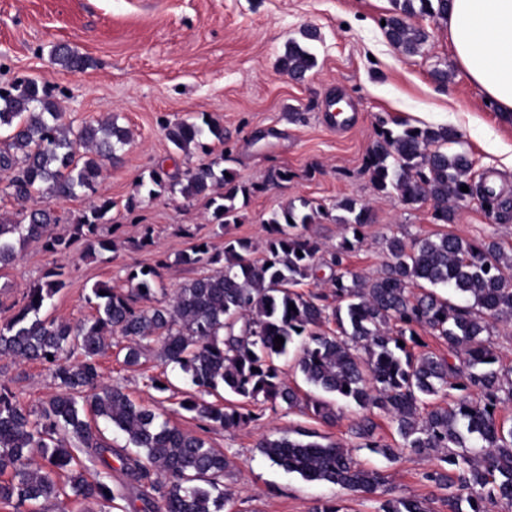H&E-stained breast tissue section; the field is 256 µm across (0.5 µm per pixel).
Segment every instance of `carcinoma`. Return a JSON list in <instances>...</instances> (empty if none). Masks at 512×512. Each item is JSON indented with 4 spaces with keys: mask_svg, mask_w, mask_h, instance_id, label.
<instances>
[{
    "mask_svg": "<svg viewBox=\"0 0 512 512\" xmlns=\"http://www.w3.org/2000/svg\"><path fill=\"white\" fill-rule=\"evenodd\" d=\"M395 3L399 10L386 19L387 37L401 52L415 55L427 33L410 19H445L450 0ZM52 58L66 70L90 65L88 57L65 45L55 46ZM280 65L288 75L302 77L316 59L292 40ZM2 127L10 134L0 144V171L12 173L8 187L21 200L36 188L55 199L96 194L101 163L118 162V151L130 142L129 133L112 121L73 129L48 89L26 79L0 88ZM166 129L171 144L185 153L199 149L208 154V141L224 142V128L205 115L199 123L180 120ZM458 139L449 127L420 129L403 120L381 121L364 160L373 189L383 196L396 194L407 204L429 200L433 218L444 224L455 220L450 196L458 202L476 196L488 210L495 209L493 191L472 182L468 155L448 152L446 145ZM217 165L213 161L167 177L154 171L151 180L187 200L209 198L215 223L236 224L242 206L261 187L246 186L228 169L215 170ZM463 186L469 191H461ZM336 208L346 213L337 218L344 234L326 260L319 257L318 242L295 229L330 211L302 199L265 220L264 258L252 257L247 239L224 242L222 252L199 241L179 262H206L215 269L180 288L169 302L153 304L158 269L165 266L161 261L131 273L128 288L96 284L88 298L95 316L74 327L40 316L46 301L64 286L61 271H47L44 281L29 288L20 309L0 324V354L46 365L59 392L28 409L0 383V503L19 510L54 500L58 512H66L71 497L100 506L123 500L124 493L111 482L113 458L131 480L158 493L146 500L149 512H223L230 502L221 489L230 467L224 453L167 420L158 421L121 389L101 384L98 357L112 347L107 342L112 335L127 340V366L140 364L157 341L162 364L179 369L192 387L208 393L221 387L241 398L240 405L224 404L190 393L179 401L180 409L196 414L205 426L226 430L279 407L302 408L326 423L336 419L326 401L303 398L283 380L280 361L297 346L307 383L390 417L405 449L419 455L448 449L441 457L444 466L424 475L448 491L442 498L447 512H489L488 504L497 499L512 503V426L506 429L495 418L498 405L512 400V368L494 369L497 358L483 339L489 320L512 319V252L448 233L409 242L392 237V261L367 281L344 262L371 223L370 208L354 198L339 201ZM111 210L112 200L98 197L76 218L68 237L53 234L59 218L49 208L31 211L25 224H0V266L15 260V237L43 238L53 253L80 240L89 254L111 249L112 240L100 235ZM323 266L331 271L330 293L299 291L317 279ZM427 284L448 289L450 296L427 290ZM331 323L335 328H329ZM422 332L447 343L448 353L425 350ZM277 336L284 339L278 350ZM450 390L459 392L452 405L432 402ZM98 420L121 433L127 448L113 449ZM375 429L366 416L351 427V435L358 447L396 459L400 449L374 440ZM299 435L265 439L260 448L284 471L307 481L367 494L384 482L380 472L361 467L341 444L313 441L315 433L305 430ZM81 448L93 468L80 465L74 450ZM469 448L484 452L472 457ZM379 512L432 509L426 499L393 497L381 503Z\"/></svg>",
    "mask_w": 512,
    "mask_h": 512,
    "instance_id": "cac0c4a2",
    "label": "carcinoma"
}]
</instances>
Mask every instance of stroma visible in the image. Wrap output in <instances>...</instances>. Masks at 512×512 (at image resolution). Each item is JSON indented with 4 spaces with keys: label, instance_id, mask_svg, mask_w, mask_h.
Listing matches in <instances>:
<instances>
[{
    "label": "stroma",
    "instance_id": "1",
    "mask_svg": "<svg viewBox=\"0 0 512 512\" xmlns=\"http://www.w3.org/2000/svg\"><path fill=\"white\" fill-rule=\"evenodd\" d=\"M393 11L392 0H0V86L36 80L53 89L73 127L110 118L131 133L120 162L103 169L98 185L99 194L114 203L111 218L118 229L111 250L90 256L80 243L61 253L47 251L37 239L17 243V260L0 267V322L54 267L62 268L65 285L42 313L60 322L91 317L87 298L95 283L126 285L131 271L160 261L164 289L155 298L164 300L208 273V266L178 262L195 239L220 251L225 240L245 238L256 257H263L268 214L302 198L329 208L345 198L369 203L371 222L347 265L366 278L380 276L390 260L389 238H424L441 230L432 218V202L406 205L373 190L363 159L381 118L458 132L454 151L468 153L474 180L493 188L499 209L490 215L479 200L459 202L448 230L511 251L512 119H505L457 65L445 21L420 19L428 41L419 54L406 55L385 35L383 22ZM306 30L317 33L305 42L317 64L297 80L281 69L279 59L288 40L300 39ZM60 43L88 56L91 66L61 70L51 57ZM437 67L448 69L447 83L433 79ZM204 114L223 127V142L213 143L209 155L177 151L166 124ZM210 158L233 170L240 182L260 187L238 223L217 228L201 197L149 196L152 171H183ZM284 169L292 177L282 182L277 174ZM131 199L136 208L130 212ZM88 206L82 196L18 200L7 173L0 172V224L49 208L59 218L55 234L65 236ZM147 225L150 244L134 247ZM111 342L99 359L103 384L121 388L185 432L204 434L224 453L231 462L224 474L230 512H315L327 503L340 512H377L381 502L399 496L432 498L435 512H446L444 490L424 478L439 465V455L402 450L389 417L377 413L373 420L376 439L401 448L394 461L358 447L350 427L366 411L341 401L336 404L340 418L332 424L280 409L244 428L204 433L193 414L178 407L187 389L178 371L168 372L170 390L156 391L148 378L164 369L155 354L127 366L117 356L123 338ZM1 382L29 408L57 391L44 365L4 355ZM301 427L317 432L323 442L351 448L363 467L384 475V483L375 493H356L285 472L262 454V440L290 436Z\"/></svg>",
    "mask_w": 512,
    "mask_h": 512
}]
</instances>
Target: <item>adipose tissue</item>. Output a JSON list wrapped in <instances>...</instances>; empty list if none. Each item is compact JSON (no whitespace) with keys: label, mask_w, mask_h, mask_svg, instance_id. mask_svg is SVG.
Masks as SVG:
<instances>
[{"label":"adipose tissue","mask_w":512,"mask_h":512,"mask_svg":"<svg viewBox=\"0 0 512 512\" xmlns=\"http://www.w3.org/2000/svg\"><path fill=\"white\" fill-rule=\"evenodd\" d=\"M448 36L458 65L501 112H512V0H451Z\"/></svg>","instance_id":"adipose-tissue-1"}]
</instances>
